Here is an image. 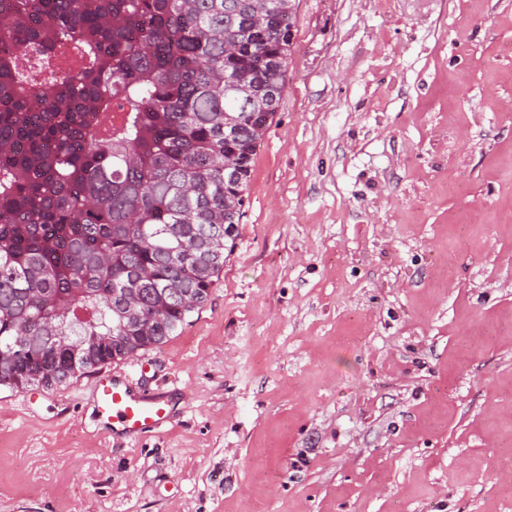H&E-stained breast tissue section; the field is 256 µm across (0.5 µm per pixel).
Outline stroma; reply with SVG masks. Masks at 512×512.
I'll use <instances>...</instances> for the list:
<instances>
[{"mask_svg":"<svg viewBox=\"0 0 512 512\" xmlns=\"http://www.w3.org/2000/svg\"><path fill=\"white\" fill-rule=\"evenodd\" d=\"M296 4L218 281L109 366L173 422L0 387V512H512V0ZM95 391L97 425L112 435L133 440L158 432L172 421L166 396L138 390L126 377L103 376L97 380Z\"/></svg>","mask_w":512,"mask_h":512,"instance_id":"obj_1","label":"stroma"}]
</instances>
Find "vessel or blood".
I'll return each mask as SVG.
<instances>
[{
	"instance_id": "b4317fda",
	"label": "vessel or blood",
	"mask_w": 512,
	"mask_h": 512,
	"mask_svg": "<svg viewBox=\"0 0 512 512\" xmlns=\"http://www.w3.org/2000/svg\"><path fill=\"white\" fill-rule=\"evenodd\" d=\"M95 391L97 424L109 433L133 440L162 430L172 420L166 396L138 390L128 379L101 377Z\"/></svg>"
}]
</instances>
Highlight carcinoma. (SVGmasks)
Masks as SVG:
<instances>
[{"label":"carcinoma","mask_w":512,"mask_h":512,"mask_svg":"<svg viewBox=\"0 0 512 512\" xmlns=\"http://www.w3.org/2000/svg\"><path fill=\"white\" fill-rule=\"evenodd\" d=\"M295 0H0V386L51 389L208 300L286 88ZM126 288L141 318L129 315ZM111 344L65 370L54 337Z\"/></svg>","instance_id":"1"}]
</instances>
